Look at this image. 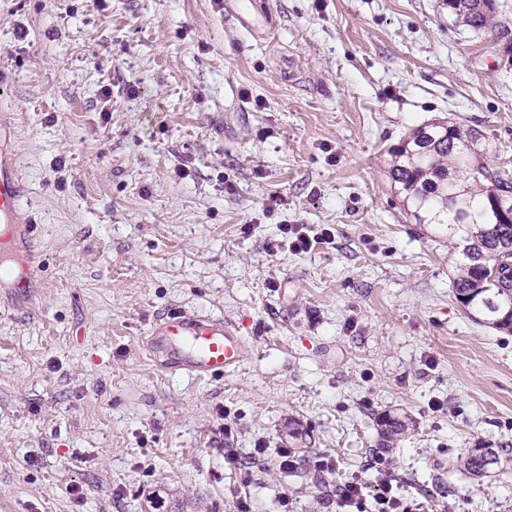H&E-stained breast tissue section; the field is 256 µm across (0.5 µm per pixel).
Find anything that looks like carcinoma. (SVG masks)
<instances>
[{"mask_svg": "<svg viewBox=\"0 0 512 512\" xmlns=\"http://www.w3.org/2000/svg\"><path fill=\"white\" fill-rule=\"evenodd\" d=\"M456 18L476 31L490 25L494 8L477 10L467 0L451 10ZM469 132L454 125L433 123L421 127L396 148L400 163L394 165V181L408 193L413 216L420 224H434L467 243L455 278L456 298L469 312L493 327L512 333V216L497 222L495 189H512V173L491 169L468 153ZM498 267L499 287L485 290L483 272ZM382 435L390 441L409 426L406 416L388 415ZM499 462L488 446L471 450L463 459L465 469L479 477Z\"/></svg>", "mask_w": 512, "mask_h": 512, "instance_id": "obj_1", "label": "carcinoma"}]
</instances>
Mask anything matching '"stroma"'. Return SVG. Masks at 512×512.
Returning <instances> with one entry per match:
<instances>
[{
  "label": "stroma",
  "mask_w": 512,
  "mask_h": 512,
  "mask_svg": "<svg viewBox=\"0 0 512 512\" xmlns=\"http://www.w3.org/2000/svg\"><path fill=\"white\" fill-rule=\"evenodd\" d=\"M495 4L474 32L446 0H0L40 261L0 296V512H336L316 461L370 479L379 452L421 512H512V335L457 301L459 242L391 177L433 122L512 171ZM282 224L335 240L275 251ZM175 309L237 322L251 359L166 374L143 342ZM389 412L412 423L386 448ZM482 446L481 479L459 458Z\"/></svg>",
  "instance_id": "stroma-1"
}]
</instances>
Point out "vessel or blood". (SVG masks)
I'll use <instances>...</instances> for the list:
<instances>
[{
    "label": "vessel or blood",
    "instance_id": "1",
    "mask_svg": "<svg viewBox=\"0 0 512 512\" xmlns=\"http://www.w3.org/2000/svg\"><path fill=\"white\" fill-rule=\"evenodd\" d=\"M21 191L14 154L0 139V288L26 293L31 267L8 263L27 242L36 226L20 215ZM153 363L172 375L209 380L236 371L249 357L250 348L240 328L222 316L175 311L156 321L145 338Z\"/></svg>",
    "mask_w": 512,
    "mask_h": 512
}]
</instances>
